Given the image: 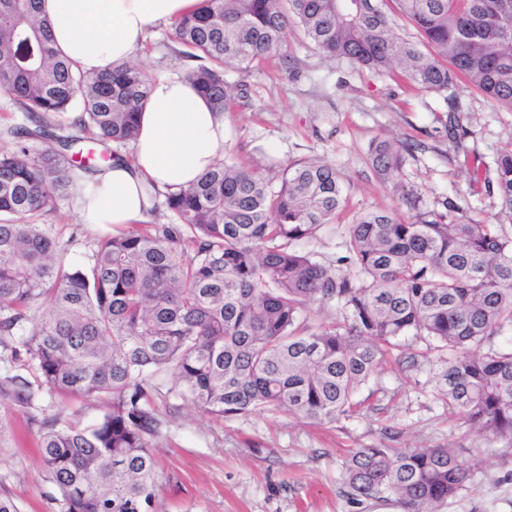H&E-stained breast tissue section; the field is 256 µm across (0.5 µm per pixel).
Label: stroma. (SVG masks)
Returning <instances> with one entry per match:
<instances>
[{
  "label": "stroma",
  "instance_id": "1",
  "mask_svg": "<svg viewBox=\"0 0 512 512\" xmlns=\"http://www.w3.org/2000/svg\"><path fill=\"white\" fill-rule=\"evenodd\" d=\"M296 72L276 59L247 71L228 66L224 78L236 95L224 114V154L272 184L284 169L310 159L333 165L348 188L335 220L304 250L322 263L345 253L350 224L361 214L384 209L408 212L399 195L384 187L369 160L374 140L416 144L400 181L433 210L451 197L466 218L512 231V213L502 210L494 160L512 149V111L498 106L467 82L453 93L464 135H446L447 106L441 96L406 86L395 74L330 60L299 29L288 33ZM171 25L148 29L135 62L147 76L185 74L195 66ZM43 223L63 250L64 268L87 265L98 234L80 224L71 193L57 201ZM442 356L428 340L408 338L403 353L388 359L357 394L358 413L315 422L284 411H257L219 418L179 396L158 397L163 435L154 450L158 490L151 512H399L398 508L348 495L342 466L349 450L383 445L402 451L453 447L470 479L442 512H512V447L476 432L436 392ZM44 416L84 428L107 409L95 397L43 393ZM35 412L0 403L10 437L0 449V495L13 497L20 512H58L57 489L39 452L41 424Z\"/></svg>",
  "mask_w": 512,
  "mask_h": 512
}]
</instances>
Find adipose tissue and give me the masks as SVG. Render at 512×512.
<instances>
[{"label": "adipose tissue", "mask_w": 512, "mask_h": 512, "mask_svg": "<svg viewBox=\"0 0 512 512\" xmlns=\"http://www.w3.org/2000/svg\"><path fill=\"white\" fill-rule=\"evenodd\" d=\"M197 0H42L52 44L75 71L96 75L128 61L150 26L167 24ZM133 158L106 165L75 189L82 223L110 233L127 230L153 209V190L196 183L224 151V118L187 80L161 74L149 83L132 142Z\"/></svg>", "instance_id": "adipose-tissue-1"}]
</instances>
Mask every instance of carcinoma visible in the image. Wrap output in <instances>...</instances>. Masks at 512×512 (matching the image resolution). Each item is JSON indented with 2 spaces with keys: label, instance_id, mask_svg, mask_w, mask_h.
Wrapping results in <instances>:
<instances>
[{
  "label": "carcinoma",
  "instance_id": "cac0c4a2",
  "mask_svg": "<svg viewBox=\"0 0 512 512\" xmlns=\"http://www.w3.org/2000/svg\"><path fill=\"white\" fill-rule=\"evenodd\" d=\"M406 19L422 40L397 33ZM326 58L397 70L411 86L442 94L465 78L512 111V0H201L172 36L203 61L186 74L212 111L233 98L224 67L292 62L288 30ZM149 78L134 63L95 76L74 73L51 46L37 0H0V88L31 121L0 149V363L25 353L36 374L0 376V402L36 409L41 390L102 396L108 409L77 429L52 419L40 451L60 512H150L157 490L153 448L164 419L154 397L176 393L227 417L280 410L317 421L355 413V397L409 336L448 352L440 394L474 429L512 446V234L496 224L424 210L388 211L349 227L346 254L323 264L299 248L345 204L336 168L309 160L272 186L225 159L192 187L165 195L175 224L100 239L92 263L66 270L51 225L37 218L91 172L68 154L74 140L55 117L104 142L136 135ZM47 144L37 157L25 142ZM417 145L380 139L369 156L379 181L400 190ZM496 193L512 213V151L495 160ZM346 266L349 273L341 271ZM39 301L46 315L28 314ZM334 302L342 320L312 328L303 310ZM469 473L451 447L359 448L343 481L357 502L393 501L402 512H437Z\"/></svg>",
  "mask_w": 512,
  "mask_h": 512
}]
</instances>
